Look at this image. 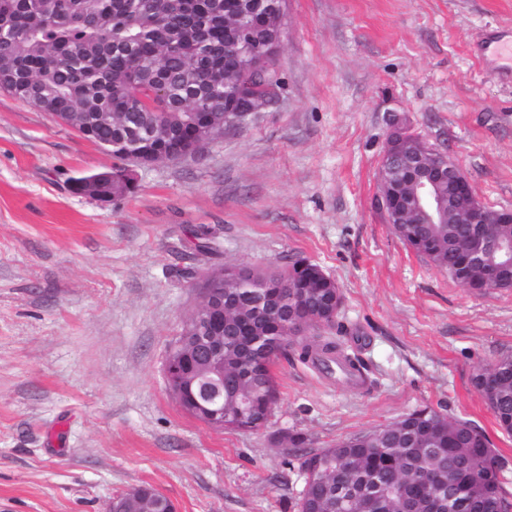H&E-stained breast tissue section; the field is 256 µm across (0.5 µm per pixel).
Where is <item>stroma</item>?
<instances>
[{"mask_svg": "<svg viewBox=\"0 0 512 512\" xmlns=\"http://www.w3.org/2000/svg\"><path fill=\"white\" fill-rule=\"evenodd\" d=\"M276 99L191 155L143 165L0 91V512H108L150 486L177 512H295V459L430 405L484 430L512 495V435L473 386L512 357V290L477 294L408 248L374 204L394 128L446 151L512 209V83L487 68L512 0H286ZM115 171L106 201L75 178ZM222 247L193 248L199 227ZM303 256L338 284L358 389L289 347L257 432L168 390L167 352L213 268ZM299 432L305 448L279 443Z\"/></svg>", "mask_w": 512, "mask_h": 512, "instance_id": "1", "label": "stroma"}]
</instances>
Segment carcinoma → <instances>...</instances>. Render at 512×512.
I'll use <instances>...</instances> for the list:
<instances>
[{
  "instance_id": "obj_1",
  "label": "carcinoma",
  "mask_w": 512,
  "mask_h": 512,
  "mask_svg": "<svg viewBox=\"0 0 512 512\" xmlns=\"http://www.w3.org/2000/svg\"><path fill=\"white\" fill-rule=\"evenodd\" d=\"M241 0H0V90L63 119L88 139L112 144V154L137 148L136 138L153 134L155 145L192 139L206 112L224 94L276 93L224 70L232 52V33L241 24ZM140 96L149 106L133 107ZM405 205L417 210L415 177L397 164ZM397 236L462 287L451 244L466 238V224H395ZM195 249L215 251L208 228L194 231ZM329 275L305 258L284 268L258 269L256 281L288 296L294 313L308 316L315 335L301 343L300 357L345 379L364 378L365 365L342 344L321 336L335 320L325 310ZM224 298V335L276 336L283 331L271 298L259 301L257 289H213ZM484 373L488 385L474 386L499 428L512 434V357ZM247 398L250 430L268 424L278 392L272 369L251 362L241 350L224 348V407ZM474 424L450 418L431 407L415 410L381 428L323 448L300 462L309 481L296 502L297 512H338L340 500H354L357 512H385L379 501H396L429 490L443 512H507L509 502L499 476L484 459L491 443ZM457 473L451 482L432 484L431 473Z\"/></svg>"
}]
</instances>
